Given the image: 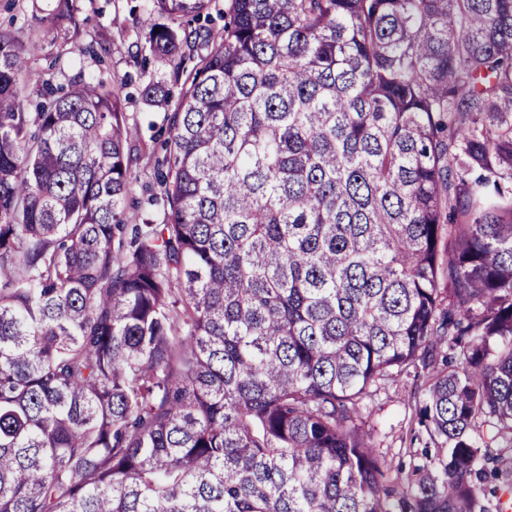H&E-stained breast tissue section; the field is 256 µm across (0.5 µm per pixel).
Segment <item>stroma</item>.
<instances>
[{"mask_svg": "<svg viewBox=\"0 0 512 512\" xmlns=\"http://www.w3.org/2000/svg\"><path fill=\"white\" fill-rule=\"evenodd\" d=\"M86 22L78 35H64L54 46L32 54L29 65L35 72L47 70L56 62L54 82L67 84L79 75L104 73L123 84L126 110L138 124L142 140L141 156L132 166V192L127 199L130 213H137L138 202L159 192L156 159L161 150L153 137L162 127L164 107L143 102L138 93L140 71L134 57L145 42L146 31L132 27L130 12L147 14L149 0H79ZM54 0H0V30L9 32L22 46H30L39 34L38 17L52 13ZM106 40L111 51L104 60L79 54L77 47L94 40ZM430 372L422 364L409 366L387 390L370 405V423L377 429L379 453L384 456L390 478L405 477L422 446L413 436L419 427L412 419V407L421 397Z\"/></svg>", "mask_w": 512, "mask_h": 512, "instance_id": "35a3bbf8", "label": "stroma"}]
</instances>
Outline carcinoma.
Segmentation results:
<instances>
[{
	"label": "carcinoma",
	"mask_w": 512,
	"mask_h": 512,
	"mask_svg": "<svg viewBox=\"0 0 512 512\" xmlns=\"http://www.w3.org/2000/svg\"><path fill=\"white\" fill-rule=\"evenodd\" d=\"M56 0L39 46L78 32ZM158 194L0 32V512H476L512 493V0H151ZM214 31L199 24L211 8ZM420 361L438 451L369 404ZM430 370L417 361L370 404V424L377 429L376 448L385 457L390 479L405 478L410 465L418 463L423 443L412 440L419 427L411 418L415 398L422 396ZM415 454H418L416 456Z\"/></svg>",
	"instance_id": "carcinoma-1"
}]
</instances>
